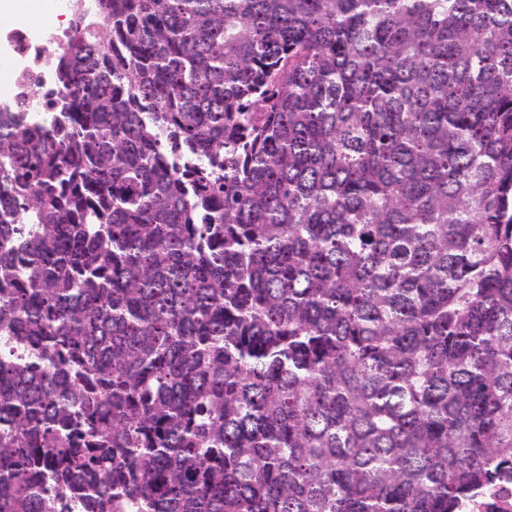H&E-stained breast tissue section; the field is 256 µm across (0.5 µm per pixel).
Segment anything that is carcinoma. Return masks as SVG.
<instances>
[{"mask_svg": "<svg viewBox=\"0 0 512 512\" xmlns=\"http://www.w3.org/2000/svg\"><path fill=\"white\" fill-rule=\"evenodd\" d=\"M98 4L66 120L0 103V512H452L512 460V0Z\"/></svg>", "mask_w": 512, "mask_h": 512, "instance_id": "cac0c4a2", "label": "carcinoma"}]
</instances>
